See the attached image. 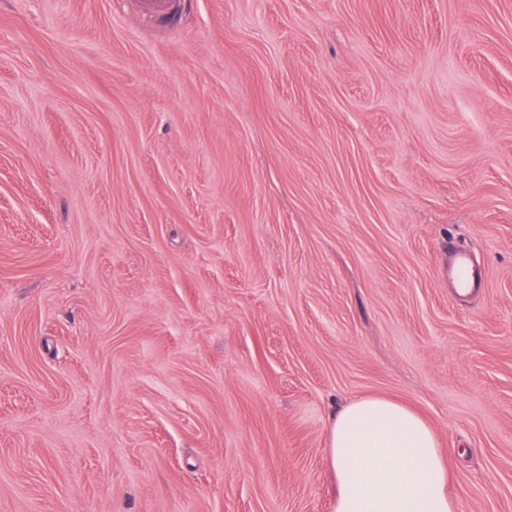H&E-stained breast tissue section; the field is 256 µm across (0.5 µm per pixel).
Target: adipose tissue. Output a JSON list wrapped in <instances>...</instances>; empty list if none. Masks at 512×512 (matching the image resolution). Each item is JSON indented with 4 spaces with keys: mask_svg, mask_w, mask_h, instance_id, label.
<instances>
[{
    "mask_svg": "<svg viewBox=\"0 0 512 512\" xmlns=\"http://www.w3.org/2000/svg\"><path fill=\"white\" fill-rule=\"evenodd\" d=\"M333 512H456L430 424L386 397L349 401L332 420Z\"/></svg>",
    "mask_w": 512,
    "mask_h": 512,
    "instance_id": "adipose-tissue-1",
    "label": "adipose tissue"
}]
</instances>
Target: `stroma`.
Listing matches in <instances>:
<instances>
[{"mask_svg": "<svg viewBox=\"0 0 512 512\" xmlns=\"http://www.w3.org/2000/svg\"><path fill=\"white\" fill-rule=\"evenodd\" d=\"M176 5L0 0V512H332L363 395L512 512V0ZM456 279L458 288L467 290V294L474 288H479L481 282L480 272L469 268L468 258L465 253H461L456 267Z\"/></svg>", "mask_w": 512, "mask_h": 512, "instance_id": "obj_1", "label": "stroma"}]
</instances>
